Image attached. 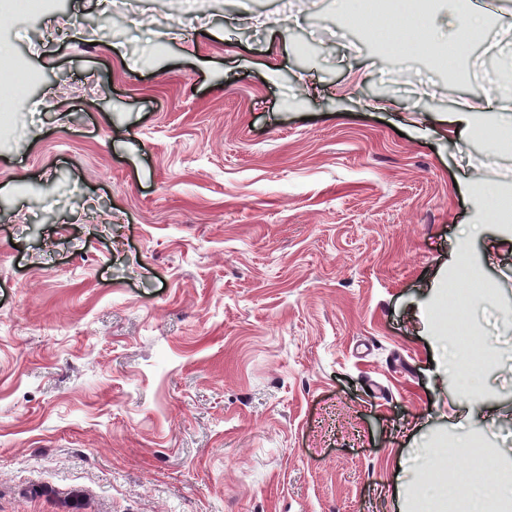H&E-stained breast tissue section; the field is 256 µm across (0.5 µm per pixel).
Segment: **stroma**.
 I'll return each instance as SVG.
<instances>
[{
  "instance_id": "1",
  "label": "stroma",
  "mask_w": 512,
  "mask_h": 512,
  "mask_svg": "<svg viewBox=\"0 0 512 512\" xmlns=\"http://www.w3.org/2000/svg\"><path fill=\"white\" fill-rule=\"evenodd\" d=\"M474 2L464 77L336 0L0 17L36 75L0 136V512H416L431 449L512 464V247L469 190L512 153L448 124L512 67V0ZM452 283L493 354L466 406ZM363 15L354 18L351 15L339 17V24L344 28L358 29L365 39L378 42L384 33L387 21L393 13L390 8L392 0H361Z\"/></svg>"
}]
</instances>
